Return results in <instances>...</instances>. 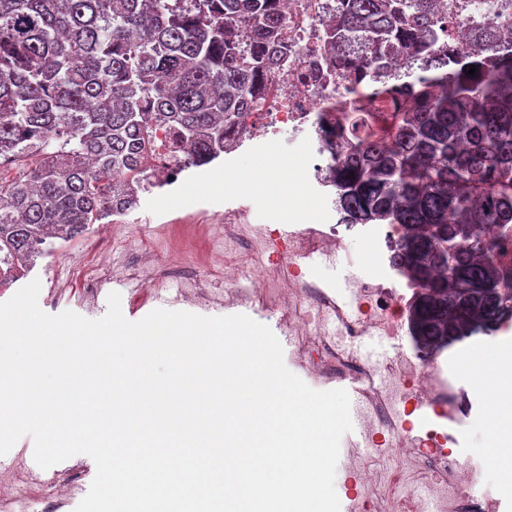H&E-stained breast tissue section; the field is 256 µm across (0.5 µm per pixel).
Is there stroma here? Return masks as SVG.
<instances>
[{"label": "stroma", "instance_id": "1", "mask_svg": "<svg viewBox=\"0 0 512 512\" xmlns=\"http://www.w3.org/2000/svg\"><path fill=\"white\" fill-rule=\"evenodd\" d=\"M309 151V141L297 140L288 133L276 140L256 136L244 141L223 160L183 171L174 184L140 192L138 207L122 215L120 221L108 218L90 229L91 234L121 240L106 262L90 260L80 237L57 250L55 280L45 279L44 263L36 261L28 277L40 282V309L50 315L72 311L88 319H98L107 311L109 294L116 292L121 296L122 313L130 321L140 320L158 308L205 317L242 312L270 327L277 339L285 343L287 330L265 312L225 306L224 291L215 285L219 275L217 241L223 238L224 231L211 225L209 219L228 209H243L255 225L293 229L302 224L335 223L332 200L315 181L305 160ZM267 154L276 156L291 171L294 184H286L283 176L278 175L265 187H253L257 174L248 170L246 164ZM162 228L170 230L172 242L160 252V263L189 267L199 277L198 292L188 298L179 296L182 280L175 278L165 287L152 288L135 272L141 253L153 244L156 232ZM78 266L97 273H110L111 279L93 296H86L75 284L73 271ZM283 361L289 371L313 389L327 391L337 385L335 376L312 373L308 366L297 363L291 346L286 343ZM455 378L467 393L472 410L469 419L450 427L452 433L461 436L454 452L469 461L476 486L501 492L504 512H512V484L500 479L490 462L491 453L486 445L487 398L468 373L456 372ZM2 474L14 479L15 496L0 501V512H74L91 486L96 466L92 458L79 454L50 468H40L33 458V440L25 436L0 457ZM63 481L72 488L69 500L64 503L57 501L52 491L54 485Z\"/></svg>", "mask_w": 512, "mask_h": 512}]
</instances>
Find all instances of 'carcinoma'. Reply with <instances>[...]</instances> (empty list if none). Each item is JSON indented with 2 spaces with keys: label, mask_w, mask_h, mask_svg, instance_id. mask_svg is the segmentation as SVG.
<instances>
[{
  "label": "carcinoma",
  "mask_w": 512,
  "mask_h": 512,
  "mask_svg": "<svg viewBox=\"0 0 512 512\" xmlns=\"http://www.w3.org/2000/svg\"><path fill=\"white\" fill-rule=\"evenodd\" d=\"M0 0V250L20 273L55 241L139 205L123 174L149 129L172 130L185 168L224 158L238 120L288 61L286 0ZM326 64L368 74L386 133L336 109L317 178L337 223L391 224L390 265L417 288L409 333L426 353L512 319V29L450 47L445 0H336ZM475 66L471 76L466 68Z\"/></svg>",
  "instance_id": "obj_1"
}]
</instances>
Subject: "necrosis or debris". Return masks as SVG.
Returning a JSON list of instances; mask_svg holds the SVG:
<instances>
[{"label":"necrosis or debris","mask_w":512,"mask_h":512,"mask_svg":"<svg viewBox=\"0 0 512 512\" xmlns=\"http://www.w3.org/2000/svg\"><path fill=\"white\" fill-rule=\"evenodd\" d=\"M335 8V0H288V48L293 61L276 73L267 97L242 116L236 139H244L258 126L269 134H300L312 128L326 104H365V95L354 88L350 77L331 70L311 73L314 62L323 58L324 22ZM448 15L455 34L463 37L487 26H512V0H448ZM185 160V151L174 147L169 129L153 126L138 172L142 188L177 177ZM213 221L224 227V279L232 284L224 293L225 301L243 299L263 308L295 336L299 355L312 357L316 371L350 373L364 382L375 425L389 434L391 447L403 457L399 463L381 456L363 462L368 473L366 495L374 512H427L417 493L422 484L444 489L458 512H499L501 498L475 494L464 463L452 452L436 449L435 431L417 430L402 421L393 408L392 394L374 386L380 372L399 384H412L416 395L446 408L448 422L455 423L465 419L467 412L447 362L415 349L377 371L349 348L352 340L367 334L400 333L406 312L401 275L392 272L359 282L363 310L343 314L336 332L325 334L321 331L325 318L338 304L325 288L303 279L298 261L314 251L332 253L341 242L337 225L304 224L292 233L277 235L252 226L241 212L228 211ZM242 268L257 273L258 281L247 287L235 285V274Z\"/></svg>","instance_id":"obj_1"}]
</instances>
